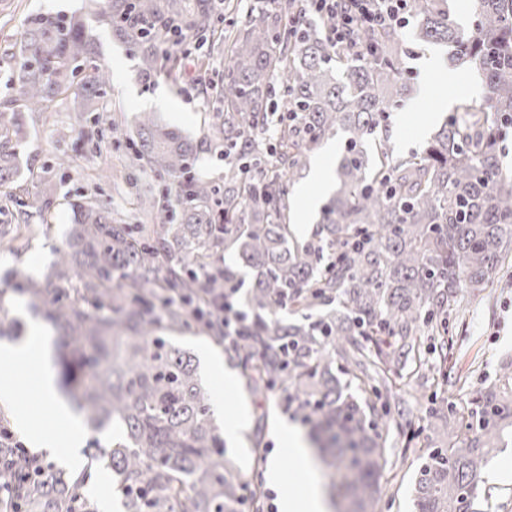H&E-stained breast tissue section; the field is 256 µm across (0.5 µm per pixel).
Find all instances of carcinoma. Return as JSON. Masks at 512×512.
Listing matches in <instances>:
<instances>
[{"label":"carcinoma","mask_w":512,"mask_h":512,"mask_svg":"<svg viewBox=\"0 0 512 512\" xmlns=\"http://www.w3.org/2000/svg\"><path fill=\"white\" fill-rule=\"evenodd\" d=\"M243 20L213 0H90L88 12L140 61L158 71L159 47L194 46L219 35L224 69L201 93L223 101L224 188L192 178L180 224L163 210L158 228L134 238L97 202H69V235L44 278L12 290L57 336L70 395L112 443L90 449L73 474L41 459L15 464L27 449L0 440V474L14 486L12 512H94L83 495L93 468L112 473L123 512H267L263 483L250 486L224 458V438L193 358L167 331L192 327L227 299L244 269L254 273L230 336L217 317L208 329L261 400L280 385L284 406L309 427L315 461L328 475L334 512H381L380 477L389 424L373 398L388 373L421 361L420 336L448 335V310L462 288H478L512 257V176L496 132L512 125V0H471L473 37L463 41L448 0H413L420 45L454 46L449 65L478 62L490 101L458 106L421 150L394 156L377 139L408 90L398 33L359 28L351 46L328 40L330 21L304 0H260ZM96 39L83 15L45 13L23 25L5 50L16 60L15 96L0 106V187L15 182L25 113L73 100L96 112L111 87L96 63ZM271 117L276 133L256 134ZM347 136L334 170L336 191L307 239L290 227L289 188L306 159L337 132ZM135 158L182 174L198 145L140 117ZM220 250L231 263L201 278ZM288 310L295 319L278 314ZM378 336L370 348L365 342ZM342 352L336 368L329 348ZM431 417L446 439L427 449L413 488L414 512H471L483 473L512 428V362L498 384Z\"/></svg>","instance_id":"obj_1"}]
</instances>
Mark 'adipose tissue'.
Wrapping results in <instances>:
<instances>
[{"instance_id": "ef3b65f1", "label": "adipose tissue", "mask_w": 512, "mask_h": 512, "mask_svg": "<svg viewBox=\"0 0 512 512\" xmlns=\"http://www.w3.org/2000/svg\"><path fill=\"white\" fill-rule=\"evenodd\" d=\"M46 356L43 330L33 326L26 341L21 343L0 344V402L10 403L15 399L16 382L13 377L15 368L31 361H44ZM39 395L43 406L51 413L53 422L65 433L64 438H47L35 433L32 427L33 417L29 412L21 411L16 416V426L28 435L33 446L47 451L51 456L66 461L72 469L83 464L80 450L87 432L85 423L77 417L70 407L60 398L48 370H41ZM282 443L301 464L302 492L292 495L283 489V472L278 459H271L267 468L270 485L279 487V512H327L328 505L310 461L308 442L304 434L294 426H284L281 431Z\"/></svg>"}]
</instances>
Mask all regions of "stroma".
Masks as SVG:
<instances>
[{"label": "stroma", "instance_id": "obj_1", "mask_svg": "<svg viewBox=\"0 0 512 512\" xmlns=\"http://www.w3.org/2000/svg\"><path fill=\"white\" fill-rule=\"evenodd\" d=\"M84 6V0H0V102L13 95L9 76L15 66L3 50L19 39L25 18L47 12L80 13ZM92 29L98 61L112 72V87L100 103V112H77L67 103L45 115L29 113L27 138L20 147L17 200L0 209V304L11 308L15 333L22 339L27 338L35 318L28 313L23 297L11 290L9 279L14 275L39 278L46 272L51 247L62 244L72 224V199L88 197L109 211L122 213L138 237L149 232L137 209L138 197L147 194L156 205H164L171 186L168 176L152 172L134 158L132 138L140 113L150 112L198 142L189 176L218 187L224 184L222 150L213 141L219 102L198 93L193 80L196 67L186 66L172 76L162 71L150 83H143L137 58L113 39L110 28L96 22ZM454 74L452 81L434 82L411 111L391 112L389 125L400 130L397 154L422 148L416 127L426 113L434 111L441 94L457 93L465 71L458 68ZM160 96L171 101V108L157 104ZM46 180L55 185L56 194L44 217L38 206L41 184ZM457 304L460 312L448 322L447 359L424 348L423 369L392 376L390 393L376 401L377 410L387 411L394 426L381 480L382 512H413V477L437 436L426 419L432 401L461 403L476 390L496 383L501 366L512 361V262L484 287L463 289ZM443 363L448 366L444 386L438 383V368ZM35 375L31 367L16 369V401L0 404V426L16 432L17 411L30 408L38 415L44 433L52 436L56 433L52 418L36 403ZM283 398L278 387L258 402L240 384L225 393L224 411L217 421L224 427L240 426L237 440L227 442L226 454L235 459L241 481L254 478L252 446L258 437L266 456H279L288 479L298 482L299 462L280 443L281 425L293 421L283 408Z\"/></svg>", "mask_w": 512, "mask_h": 512}]
</instances>
